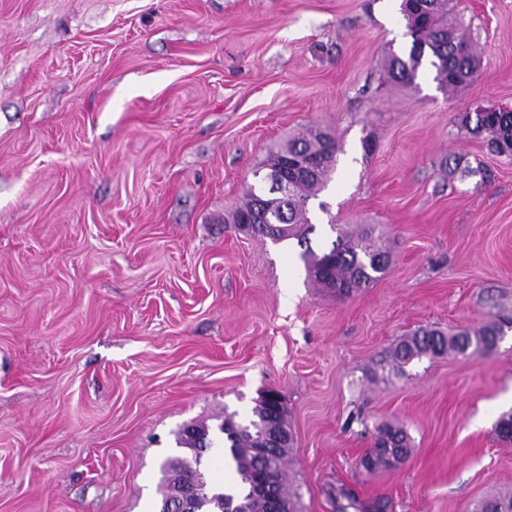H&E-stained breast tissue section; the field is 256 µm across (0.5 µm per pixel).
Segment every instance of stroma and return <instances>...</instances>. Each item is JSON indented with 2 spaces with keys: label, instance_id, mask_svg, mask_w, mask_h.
Instances as JSON below:
<instances>
[{
  "label": "stroma",
  "instance_id": "1",
  "mask_svg": "<svg viewBox=\"0 0 512 512\" xmlns=\"http://www.w3.org/2000/svg\"><path fill=\"white\" fill-rule=\"evenodd\" d=\"M401 0H0V512H156L189 422L278 391L303 512L353 489L388 512L512 492V157L464 118L512 106V0H456L478 80L392 81ZM312 128L342 147L309 203L372 231L378 280L339 298L296 240L232 221ZM508 319L496 348L413 360L421 329ZM407 458L365 469L378 426Z\"/></svg>",
  "mask_w": 512,
  "mask_h": 512
}]
</instances>
